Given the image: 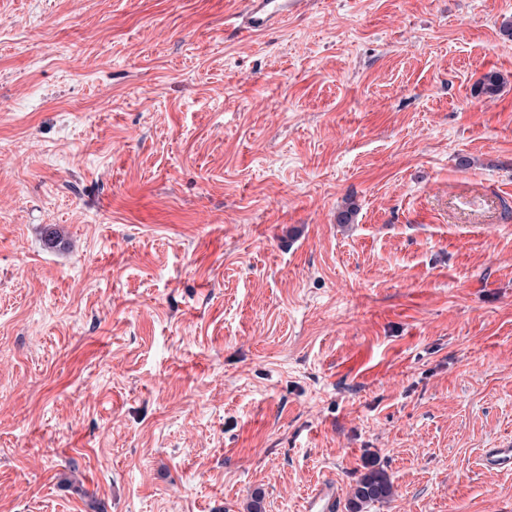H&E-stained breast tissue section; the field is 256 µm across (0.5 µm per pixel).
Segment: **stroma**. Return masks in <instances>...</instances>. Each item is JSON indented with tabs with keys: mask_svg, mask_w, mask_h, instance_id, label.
I'll list each match as a JSON object with an SVG mask.
<instances>
[{
	"mask_svg": "<svg viewBox=\"0 0 512 512\" xmlns=\"http://www.w3.org/2000/svg\"><path fill=\"white\" fill-rule=\"evenodd\" d=\"M244 2L0 0V512H512V0ZM308 0H247L243 11L234 16L236 33L242 37L264 33L289 16L299 14ZM482 467L500 472L512 468V440L499 442L494 448L484 449L481 455ZM392 494V483L386 472L372 467L357 480L348 510L363 512L370 504L388 501ZM339 496L336 491H334V486H325L320 487L317 491H315L310 501L308 502V506L306 511L312 512H338L339 511Z\"/></svg>",
	"mask_w": 512,
	"mask_h": 512,
	"instance_id": "stroma-1",
	"label": "stroma"
}]
</instances>
